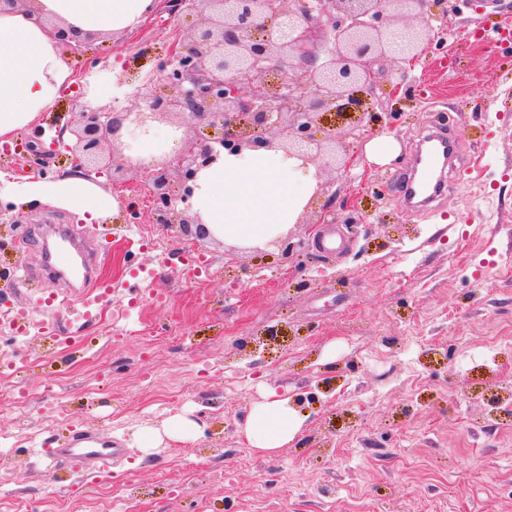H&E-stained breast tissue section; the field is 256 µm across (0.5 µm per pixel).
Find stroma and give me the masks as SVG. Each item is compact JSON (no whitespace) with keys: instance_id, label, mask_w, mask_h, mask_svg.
Wrapping results in <instances>:
<instances>
[{"instance_id":"stroma-1","label":"stroma","mask_w":512,"mask_h":512,"mask_svg":"<svg viewBox=\"0 0 512 512\" xmlns=\"http://www.w3.org/2000/svg\"><path fill=\"white\" fill-rule=\"evenodd\" d=\"M453 5L432 8L444 41L376 64L386 96L363 137L347 135L354 116L324 114L353 165L320 167L325 222L305 210L288 228L289 255L156 223L136 171L94 176L117 202L101 224L0 202V277L18 281L0 321L61 317L30 301L22 280L43 224L111 241L102 272L119 285L81 330L20 344L0 331L15 364L7 388L52 389L26 412L0 405V430L19 435L0 445L1 485L34 512H512V41L494 38L512 0ZM203 22L158 0L132 33L64 46L76 85L12 139L0 171L21 182L71 170L50 134L89 103L80 81L109 73L114 89L95 108L143 104L164 90L150 76L172 40ZM399 71L407 79L396 90ZM425 125L453 129L466 160L445 169L439 201L411 210L393 180L410 169ZM379 137L401 147L391 163L365 156ZM116 313L130 341L113 339ZM273 390L303 426L267 454L242 427ZM53 402L64 415L51 414ZM176 416L197 422L195 439L143 453L140 434ZM78 430L125 451L107 489L70 467L47 470L35 453Z\"/></svg>"}]
</instances>
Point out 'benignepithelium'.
Returning a JSON list of instances; mask_svg holds the SVG:
<instances>
[{
  "label": "benign epithelium",
  "mask_w": 512,
  "mask_h": 512,
  "mask_svg": "<svg viewBox=\"0 0 512 512\" xmlns=\"http://www.w3.org/2000/svg\"><path fill=\"white\" fill-rule=\"evenodd\" d=\"M431 0H166L169 11L207 14L204 27L177 42L157 67L169 87L144 108L102 112L85 107L71 134L57 131V143L70 152L82 174L101 173V150L125 121L146 133L161 114H174L183 148L176 172L184 185L181 202L193 193L199 170L217 158L208 139L188 137L194 124L222 130L217 143L240 153L286 144L288 155L315 162L330 145L331 161L349 170L352 162L336 154V134L321 132L325 112H349L362 106L361 93H374V64L382 59L418 58L434 41ZM149 194L157 222L178 218L185 232L206 238L209 232L190 207L174 212L169 192L170 163H154Z\"/></svg>",
  "instance_id": "1"
}]
</instances>
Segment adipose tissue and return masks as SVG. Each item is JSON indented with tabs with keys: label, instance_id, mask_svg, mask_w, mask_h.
I'll return each mask as SVG.
<instances>
[{
	"label": "adipose tissue",
	"instance_id": "adipose-tissue-1",
	"mask_svg": "<svg viewBox=\"0 0 512 512\" xmlns=\"http://www.w3.org/2000/svg\"><path fill=\"white\" fill-rule=\"evenodd\" d=\"M155 6V0H36L31 15L21 8H0V140L36 123L73 82L62 45L44 19L60 20L74 37L90 40L135 30ZM318 182L315 165L283 149H223L198 172L189 204L213 237L262 248L298 222ZM2 198L18 207H61L88 224L101 223L115 206L111 194L78 173L21 183L0 177ZM301 425L288 396L273 392L252 410L244 433L251 447L272 451L292 442Z\"/></svg>",
	"mask_w": 512,
	"mask_h": 512
}]
</instances>
